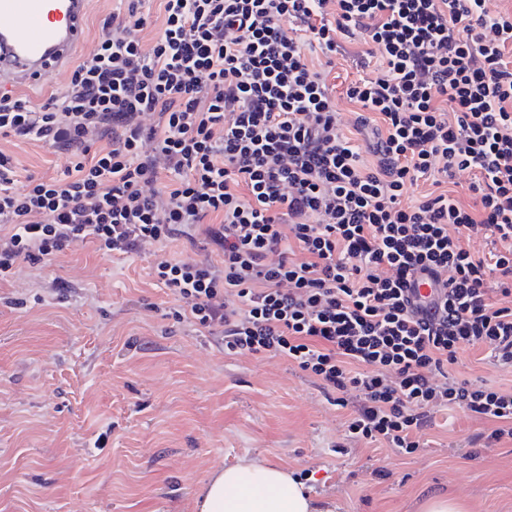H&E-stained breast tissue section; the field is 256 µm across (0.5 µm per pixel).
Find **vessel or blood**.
Returning <instances> with one entry per match:
<instances>
[{
    "label": "vessel or blood",
    "mask_w": 512,
    "mask_h": 512,
    "mask_svg": "<svg viewBox=\"0 0 512 512\" xmlns=\"http://www.w3.org/2000/svg\"><path fill=\"white\" fill-rule=\"evenodd\" d=\"M88 0H0V87L28 86L81 48Z\"/></svg>",
    "instance_id": "1"
}]
</instances>
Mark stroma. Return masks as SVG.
Instances as JSON below:
<instances>
[{
	"mask_svg": "<svg viewBox=\"0 0 512 512\" xmlns=\"http://www.w3.org/2000/svg\"><path fill=\"white\" fill-rule=\"evenodd\" d=\"M0 151L22 185L67 165L41 142ZM154 260L84 241L0 280V512H197L242 461L306 474L333 512H512V444L471 447L458 409L410 457L345 444V409L295 365L173 319Z\"/></svg>",
	"mask_w": 512,
	"mask_h": 512,
	"instance_id": "stroma-1",
	"label": "stroma"
}]
</instances>
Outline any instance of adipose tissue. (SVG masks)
I'll use <instances>...</instances> for the list:
<instances>
[{
	"instance_id": "adipose-tissue-1",
	"label": "adipose tissue",
	"mask_w": 512,
	"mask_h": 512,
	"mask_svg": "<svg viewBox=\"0 0 512 512\" xmlns=\"http://www.w3.org/2000/svg\"><path fill=\"white\" fill-rule=\"evenodd\" d=\"M198 512H317L306 484L277 465L242 462L216 472L196 501Z\"/></svg>"
}]
</instances>
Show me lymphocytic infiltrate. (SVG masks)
<instances>
[{
	"instance_id": "f902f5d3",
	"label": "lymphocytic infiltrate",
	"mask_w": 512,
	"mask_h": 512,
	"mask_svg": "<svg viewBox=\"0 0 512 512\" xmlns=\"http://www.w3.org/2000/svg\"><path fill=\"white\" fill-rule=\"evenodd\" d=\"M142 0L38 106L0 95V136L63 152L16 188L0 152V277L90 240L162 255L174 316L225 352L288 360L350 407L347 438L409 456L460 409L512 440V380L448 372L463 347L512 372V11L489 0ZM360 45L344 132L309 58ZM480 236L481 248L462 239ZM205 257L165 256L169 243ZM438 287L430 316L412 302Z\"/></svg>"
}]
</instances>
